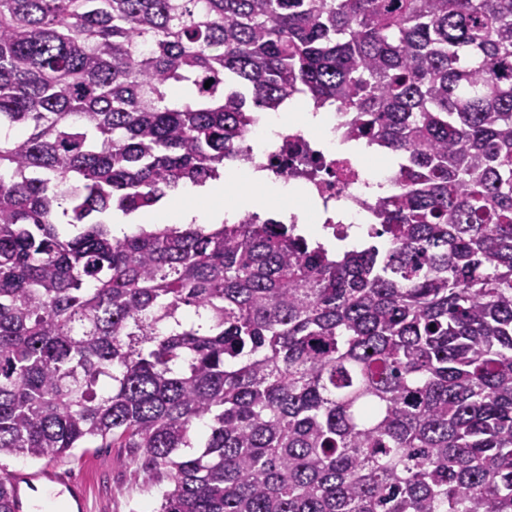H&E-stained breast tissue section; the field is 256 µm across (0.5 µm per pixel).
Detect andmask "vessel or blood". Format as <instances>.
<instances>
[{
    "label": "vessel or blood",
    "instance_id": "obj_1",
    "mask_svg": "<svg viewBox=\"0 0 512 512\" xmlns=\"http://www.w3.org/2000/svg\"><path fill=\"white\" fill-rule=\"evenodd\" d=\"M77 470V465L65 462L8 472L14 512H37V502L46 494L66 500L70 512H96L97 504L90 486L78 476Z\"/></svg>",
    "mask_w": 512,
    "mask_h": 512
}]
</instances>
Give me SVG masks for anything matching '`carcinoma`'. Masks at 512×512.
Masks as SVG:
<instances>
[{"label": "carcinoma", "instance_id": "1", "mask_svg": "<svg viewBox=\"0 0 512 512\" xmlns=\"http://www.w3.org/2000/svg\"><path fill=\"white\" fill-rule=\"evenodd\" d=\"M296 92L400 158L373 243L112 234ZM3 129L0 469L97 442L158 512H512V0H0Z\"/></svg>", "mask_w": 512, "mask_h": 512}]
</instances>
